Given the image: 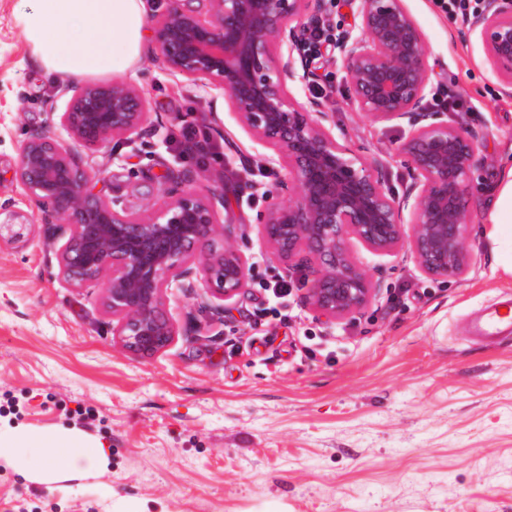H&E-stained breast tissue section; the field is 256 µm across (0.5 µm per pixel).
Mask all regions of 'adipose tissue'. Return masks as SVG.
I'll return each instance as SVG.
<instances>
[{
	"label": "adipose tissue",
	"mask_w": 512,
	"mask_h": 512,
	"mask_svg": "<svg viewBox=\"0 0 512 512\" xmlns=\"http://www.w3.org/2000/svg\"><path fill=\"white\" fill-rule=\"evenodd\" d=\"M14 18L28 60L63 80L128 76L148 46L144 0H19ZM488 221L512 267V169ZM103 457L101 446L77 433L0 430V459L46 480L55 479L56 460H66L70 473L81 476Z\"/></svg>",
	"instance_id": "ef3b65f1"
}]
</instances>
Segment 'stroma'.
<instances>
[{"label":"stroma","instance_id":"stroma-1","mask_svg":"<svg viewBox=\"0 0 512 512\" xmlns=\"http://www.w3.org/2000/svg\"><path fill=\"white\" fill-rule=\"evenodd\" d=\"M0 0V428L70 430L102 445L105 459L74 478L57 461L44 483L0 460V512H512V337L475 341L470 320L512 302L488 222L500 175L512 167V92L492 75L470 22L434 0H404L426 42L430 93L460 96L458 111L480 143L472 167V263L433 279L408 249L354 254L378 293L359 315L319 322L303 295L311 272L268 259L262 220L281 193L270 165L221 94L141 61L131 84L152 124L112 140L83 162L102 191L140 212L165 173L194 175L223 191L230 243L250 256L244 294L216 314L199 293L168 291L177 327L197 328L149 358L112 334L99 289L70 287L59 245L15 181L20 145L63 110L61 80L31 66ZM315 77L294 94L317 101L337 139L373 162L403 198L414 182L397 152L404 120L357 112L342 56L322 50ZM330 89L314 99L313 83ZM185 121L213 149L180 152L167 136ZM292 282L288 320L257 318L264 285Z\"/></svg>","mask_w":512,"mask_h":512}]
</instances>
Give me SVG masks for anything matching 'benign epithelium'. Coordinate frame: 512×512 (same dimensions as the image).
<instances>
[{
    "label": "benign epithelium",
    "mask_w": 512,
    "mask_h": 512,
    "mask_svg": "<svg viewBox=\"0 0 512 512\" xmlns=\"http://www.w3.org/2000/svg\"><path fill=\"white\" fill-rule=\"evenodd\" d=\"M358 23L337 39L359 111L375 121L410 124L399 151L417 175L398 200L375 166L340 143L316 103L298 101L301 29L318 19L320 0H174L152 20L154 55L164 68L224 93V104L283 168L288 198L262 224L268 256L288 266L313 262L306 300L333 325L374 298L368 270L350 243L373 254L408 247L431 278L462 276L470 267L467 230L471 166L480 144L465 128L428 111L424 34L403 0H357ZM489 67L512 87V0H491L472 23ZM54 124L21 146L15 177L35 202L40 223L61 242L60 269L72 288H101L112 334L146 358L170 346L179 329L169 318L167 289L203 288L227 302L248 286L251 257L218 238L224 195L186 185L169 173L142 212L127 211L96 190L102 173L81 164L78 149L104 148L139 135L149 118L142 92L122 81L68 85ZM414 222L405 229L404 209Z\"/></svg>",
    "instance_id": "7a95c632"
}]
</instances>
